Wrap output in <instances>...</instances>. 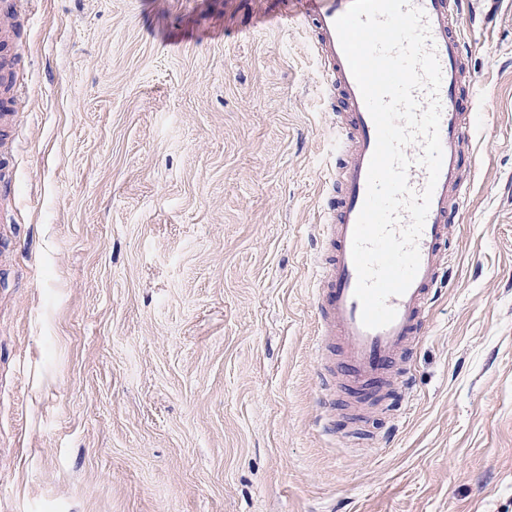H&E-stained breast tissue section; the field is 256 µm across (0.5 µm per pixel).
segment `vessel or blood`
Returning <instances> with one entry per match:
<instances>
[{
  "label": "vessel or blood",
  "instance_id": "vessel-or-blood-1",
  "mask_svg": "<svg viewBox=\"0 0 512 512\" xmlns=\"http://www.w3.org/2000/svg\"><path fill=\"white\" fill-rule=\"evenodd\" d=\"M422 10L428 22L432 48L437 56L442 82L439 90V126L443 163L421 236L420 266L416 277L399 296L388 303L396 311L388 326L368 329L361 321L362 305L355 297L357 271L352 258V236L367 194L369 162L377 132L359 86L341 48L335 22L350 8L352 0H301L304 17L313 26L317 52L325 74L334 75L336 91L346 110L337 127V145L352 143L345 163L337 201L323 210L322 243L326 253L313 288L320 350L341 355L340 374L320 373L321 389H337L354 401L387 400L401 366L407 365L412 349L420 342L422 329L437 300V288L447 264L446 244L451 212L463 208L469 186L463 178L462 146L473 126L474 113L461 111L462 35L454 29V15L466 13L468 0L450 6L448 0H409ZM412 164L408 182L422 192L427 171L418 164L420 144L406 147Z\"/></svg>",
  "mask_w": 512,
  "mask_h": 512
}]
</instances>
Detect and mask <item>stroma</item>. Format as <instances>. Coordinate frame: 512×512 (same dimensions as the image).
Masks as SVG:
<instances>
[{"mask_svg": "<svg viewBox=\"0 0 512 512\" xmlns=\"http://www.w3.org/2000/svg\"><path fill=\"white\" fill-rule=\"evenodd\" d=\"M295 11L15 8L0 512H512V0L460 23L478 165L411 372L358 419L316 386L341 108Z\"/></svg>", "mask_w": 512, "mask_h": 512, "instance_id": "35a3bbf8", "label": "stroma"}]
</instances>
